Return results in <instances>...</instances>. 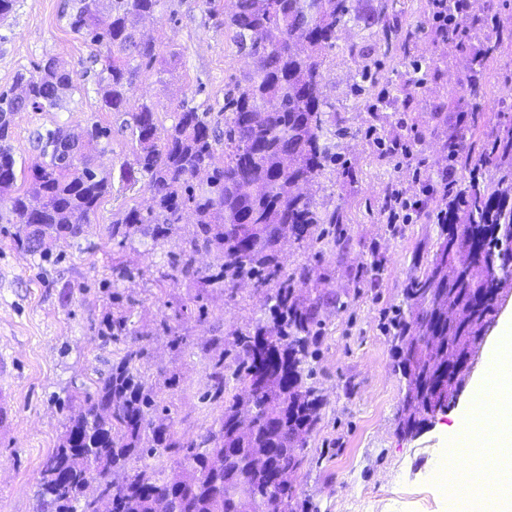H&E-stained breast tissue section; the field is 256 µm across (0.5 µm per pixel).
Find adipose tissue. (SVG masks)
Returning a JSON list of instances; mask_svg holds the SVG:
<instances>
[{"mask_svg":"<svg viewBox=\"0 0 512 512\" xmlns=\"http://www.w3.org/2000/svg\"><path fill=\"white\" fill-rule=\"evenodd\" d=\"M464 442L483 449L469 463L483 489V512H512V320L500 322L487 367L448 430L449 451Z\"/></svg>","mask_w":512,"mask_h":512,"instance_id":"obj_1","label":"adipose tissue"}]
</instances>
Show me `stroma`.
<instances>
[{"mask_svg":"<svg viewBox=\"0 0 512 512\" xmlns=\"http://www.w3.org/2000/svg\"><path fill=\"white\" fill-rule=\"evenodd\" d=\"M70 0H17L0 22V90L17 71H30L45 57L66 63L75 77L99 72L96 47L67 26ZM226 0H168L157 19L140 24L166 57L170 74L146 72L136 102L154 107L160 123L171 126L176 106L188 101L224 117V95L240 79L247 59L224 30ZM482 23L461 44L444 43L426 29L428 0H405L402 28L415 30L409 51L393 46L374 51L368 32L355 27L339 34L324 65V93L335 101L348 133L338 139L342 163L320 177L316 198L324 208H341L344 235L335 250L284 243L278 259L285 269L308 267L304 292H333L336 307L325 310L315 381L325 396L322 419L303 450L305 462L295 486L300 500L317 512H458L456 502L433 473L447 447L446 426L462 407L474 378L482 373L488 340L499 319L512 310V292L503 294L468 361L452 401L413 436L395 430L394 417L405 388L393 370L389 333L401 303L400 289L413 274L414 260H430L437 238L436 202L423 193L407 169L368 139L371 128L389 132L423 159L421 174L437 176L448 165L443 145L468 115L470 59L487 41L501 40V55L489 63L491 99L480 122L477 142L490 139L498 124L512 122V5L474 0ZM380 63L407 85L398 99L369 112L373 94L356 97L353 85L361 63ZM421 71H414V63ZM112 126V150L103 165L131 159L129 131L115 114L100 112L94 89L74 94L57 112H24L15 119L17 161L33 157L30 133L58 122L75 126L91 115ZM400 180L423 204L413 223L390 227L382 213L392 180ZM151 188L141 180L133 189L114 186L103 199L80 241L62 246L58 259L43 261L16 248L0 224V512H34L42 460L57 448L70 414L62 403L77 389L91 387L107 371L116 344L100 330L107 316L127 313V342L147 347L146 374L159 385L160 400L178 437L188 441L211 425L219 413L204 400L212 360L231 347L236 332L252 326L268 310L270 290L240 286L236 293L211 288L199 293L196 279L162 278L174 258L189 246L196 227L180 224L170 237L145 245L113 248L106 227L114 213L148 207ZM380 260L378 276L367 274ZM124 268L140 277L123 278ZM186 336L188 348H170L162 323Z\"/></svg>","mask_w":512,"mask_h":512,"instance_id":"stroma-1","label":"stroma"}]
</instances>
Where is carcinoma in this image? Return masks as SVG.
<instances>
[{
    "label": "carcinoma",
    "instance_id": "obj_1",
    "mask_svg": "<svg viewBox=\"0 0 512 512\" xmlns=\"http://www.w3.org/2000/svg\"><path fill=\"white\" fill-rule=\"evenodd\" d=\"M400 0L358 8L353 0H234L224 29L251 66L224 98V127L181 102L170 127L147 104L129 109L142 71L162 62L156 45L136 35L134 21L162 12L166 0H74L72 32L98 47L101 109L127 116L133 159L119 182L149 178L154 205L128 207L108 225L112 243L127 247L173 234L184 210L196 232L171 263V277H194L210 288L255 291L273 283L267 319L233 337L232 364H212L206 398L221 414L197 439L182 442L146 376L147 349L128 346L93 389L77 393L57 448L42 461L36 512H297L294 477L321 420L324 399L313 381L331 295L311 298L295 287L310 271L287 272L277 259L286 236L297 243L336 245L343 215L308 191L335 170L333 137L345 135L336 103L323 94V68L337 34L352 24L370 31L386 52L398 39L389 16ZM500 53L490 42L473 58L468 95L479 109L484 71ZM80 90L54 57L36 72H19L0 91V224L15 227L17 245L46 258L55 244L80 240L114 171L95 164L110 146L98 117L80 127L76 151L62 150L73 132L55 124L33 132L35 154L17 170L14 118L55 112ZM474 128L448 136V161L472 174L448 193V221L439 225L433 257L402 288L393 318L394 369L405 381L395 415L401 435L417 433L453 399L468 356L495 311L499 289L512 281V125L497 129L474 154ZM216 254L215 271L196 267ZM172 466L158 465L162 459ZM141 462L137 468L132 461Z\"/></svg>",
    "mask_w": 512,
    "mask_h": 512
}]
</instances>
